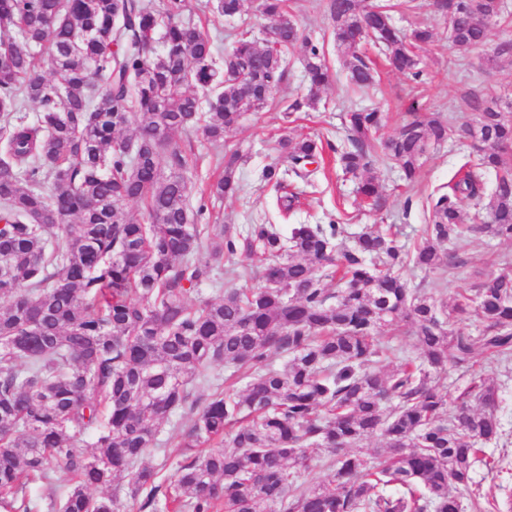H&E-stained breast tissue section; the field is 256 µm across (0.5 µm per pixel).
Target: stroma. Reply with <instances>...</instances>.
Here are the masks:
<instances>
[{"mask_svg": "<svg viewBox=\"0 0 512 512\" xmlns=\"http://www.w3.org/2000/svg\"><path fill=\"white\" fill-rule=\"evenodd\" d=\"M258 3L259 0H245L241 15L229 18L214 10L210 0H191V16L210 37L215 58H223L242 29H251L256 40H263L264 19ZM326 3L327 0H288L298 27L324 54L333 73L331 84L320 92L322 108L297 112L285 109V100L304 97L308 92L303 52L297 49L287 56L280 102L246 114L235 130L225 134L220 145H213L199 130L176 132L174 142L197 160V167L190 174V202L195 205L206 201L207 210L201 218L205 224L255 222L274 224L285 231L294 224L339 222L349 225L354 232L366 226L389 230L395 233L399 246L413 249L430 221L432 199L455 181L466 161L474 159L473 149L457 138L445 146L429 148L422 159L419 179L410 185L400 180L393 164L377 161L372 174L379 184L382 204L376 207L362 200L355 184L345 180L336 166L337 150L348 144L344 114L355 107L378 109L383 119L376 137L382 140L409 119L408 106L414 100L419 101L424 113L450 122L458 129L478 121L479 113L472 106L474 97L496 98L504 104L512 102V57L501 58L492 66L485 62L501 41L512 39V0H507L500 22L492 26L487 45L468 53L449 43L447 20L430 8L414 13L396 10L394 21L399 28L406 30L418 23L426 24L433 29L435 41L419 52L422 75L417 80L394 71L374 48H366V55L375 59L378 70V82L366 94L353 92L348 85L343 55L336 47ZM282 130L297 139L321 140L325 150L323 163L309 181L289 179L288 189L298 194L299 205L287 217L277 207L274 189L261 179L264 166L278 158L271 137ZM235 150L246 157L237 172L240 193L234 198L212 200L208 186L219 175L224 154ZM460 255L465 265L454 274L440 278L409 269L405 276L423 294L450 300L460 289L475 287L496 272L501 259H512V242L473 236L466 241ZM473 362V368L450 370L443 381V391L448 399H455L469 385L476 370L498 386L505 435L500 442L486 445L485 452L502 461L503 469L497 472L480 465L474 473L484 498L498 500L502 497V487H512V362L493 365L480 353Z\"/></svg>", "mask_w": 512, "mask_h": 512, "instance_id": "stroma-1", "label": "stroma"}]
</instances>
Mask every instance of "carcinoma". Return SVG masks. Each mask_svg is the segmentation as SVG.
Listing matches in <instances>:
<instances>
[{
	"label": "carcinoma",
	"mask_w": 512,
	"mask_h": 512,
	"mask_svg": "<svg viewBox=\"0 0 512 512\" xmlns=\"http://www.w3.org/2000/svg\"><path fill=\"white\" fill-rule=\"evenodd\" d=\"M242 6L213 3L226 17ZM429 6L462 52L488 40L473 13L500 17L499 0ZM327 7L353 90L375 81L358 53L366 38L397 71L419 77L417 51L433 42L432 29L399 32L395 5L377 0ZM259 11L279 25L278 43L260 47L242 31L219 66L187 17L189 0H0V512H33L26 488L36 478L52 512H124L109 492L118 479L137 512H463L465 498L473 512H496L494 502L481 506L472 477L478 463L497 467L481 448L502 436L496 387L481 378L450 403L439 380L470 365L477 345L489 359L512 360V262L451 306L409 288L403 270L462 267L468 233L512 241V104L474 99L485 146L433 201L411 252L369 227L352 236L345 224H295L286 234L274 224H200L205 204L189 207V157L172 132L224 139L247 112L271 105L298 46L307 105L331 82L288 0H260ZM43 43L52 47L49 79L32 52ZM29 103L40 106L33 121L21 115ZM408 112L379 143L380 112L346 113L351 147L338 161L360 196L379 202L366 176L379 158L413 182L427 148L453 136L417 102ZM274 149L288 165L265 166L262 180L288 213L297 196L280 191L290 176L310 178L321 149L287 134ZM240 161L224 154L212 197L239 193ZM489 172L486 212L465 224L463 205ZM128 202L143 205V220L128 218ZM242 251L262 258V285L189 304L214 270L237 275ZM471 312L486 323L477 339L455 328ZM403 323L414 357L379 336ZM272 351L289 356L283 369L269 365ZM174 415L191 417L184 447L215 448L184 454L167 477L168 456L157 470L140 462L164 452L160 428ZM90 430V448L77 447ZM376 435L384 459L353 452ZM321 456L328 482L301 481ZM57 475L70 479L60 495Z\"/></svg>",
	"instance_id": "cac0c4a2"
}]
</instances>
